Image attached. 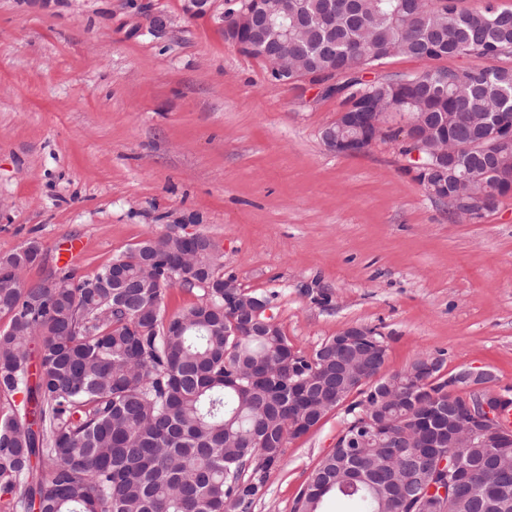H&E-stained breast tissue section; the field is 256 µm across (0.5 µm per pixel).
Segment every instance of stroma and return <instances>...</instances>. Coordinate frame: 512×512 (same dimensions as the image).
<instances>
[{
	"instance_id": "stroma-1",
	"label": "stroma",
	"mask_w": 512,
	"mask_h": 512,
	"mask_svg": "<svg viewBox=\"0 0 512 512\" xmlns=\"http://www.w3.org/2000/svg\"><path fill=\"white\" fill-rule=\"evenodd\" d=\"M150 1L0 0V255L40 243L24 284L93 277L177 225L270 297L296 350L373 328L385 374L440 352L445 371H492L512 395V195L468 221L427 195L396 142L335 154L322 132L341 97L272 80L211 18ZM484 64L397 56L362 77ZM348 420L331 411L289 440L252 512H294Z\"/></svg>"
}]
</instances>
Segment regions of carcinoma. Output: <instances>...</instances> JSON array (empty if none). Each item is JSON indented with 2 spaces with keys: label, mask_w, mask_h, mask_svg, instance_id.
<instances>
[{
  "label": "carcinoma",
  "mask_w": 512,
  "mask_h": 512,
  "mask_svg": "<svg viewBox=\"0 0 512 512\" xmlns=\"http://www.w3.org/2000/svg\"><path fill=\"white\" fill-rule=\"evenodd\" d=\"M288 26L305 39L284 36L280 27L246 33L241 51L265 57L275 50L303 62L336 86L347 112L367 101L372 112L409 121L433 113L448 149L459 151L448 167L467 171L463 200L493 202L512 192V147L497 146L496 166L473 164L464 146L494 125L512 124V68L492 64L512 56V9L487 0L465 10L458 0H288ZM440 59L473 55L490 65L470 71H424L408 82L360 78L364 70L394 56ZM192 255L198 266L224 284L223 254L215 242ZM167 258L183 242L164 236L137 244L93 277L63 274L54 288H19L14 280L33 263L30 243L0 256V396L10 409L0 415V501L10 512H248L270 472L278 468L297 424L309 430L344 403L353 414L348 432L365 430L380 415L404 419L414 431L413 399L439 401L444 360L422 355L413 365L435 361L420 378L405 369L386 379L336 371L331 337L294 370L321 385L308 405L288 408L291 346L283 329L256 335L224 309V289L202 293L198 302L166 317L165 292L172 287L164 264L144 275V251ZM38 339V366L31 373L30 343ZM390 382L405 401L380 402L369 390ZM364 398L348 403L357 383ZM22 395L16 401V395ZM358 455L334 449L310 473L295 500V512H512V447L491 448L466 438L458 452L486 471L484 498L465 490L440 506L410 489L447 481L435 469L450 460L448 443L426 453L396 448L387 436L365 434Z\"/></svg>",
  "instance_id": "1"
}]
</instances>
